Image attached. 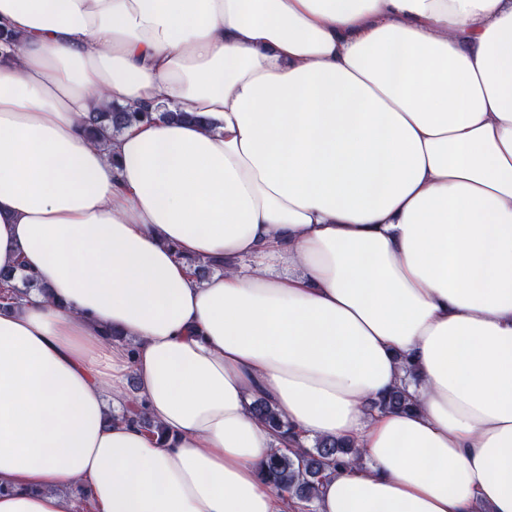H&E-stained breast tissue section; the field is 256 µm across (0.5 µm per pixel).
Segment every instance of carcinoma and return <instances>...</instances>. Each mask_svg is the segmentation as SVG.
Segmentation results:
<instances>
[{"label":"carcinoma","mask_w":512,"mask_h":512,"mask_svg":"<svg viewBox=\"0 0 512 512\" xmlns=\"http://www.w3.org/2000/svg\"><path fill=\"white\" fill-rule=\"evenodd\" d=\"M175 120L201 121V118L188 112L172 111L160 105L155 111L128 109L120 106L112 107L108 112H90L84 123L87 133L95 140L105 141L109 136L119 134L122 129L134 121ZM13 270L0 269V303L3 308H11L23 301L32 289L48 294V289L31 277L25 276L21 285L13 284ZM413 406L406 390L396 387L380 402L383 410H401ZM251 412L276 433L293 441V433L288 422L273 404L264 396H259L250 406ZM125 416L141 424V427L153 434H161L163 430L147 416L137 405L125 410ZM357 456L355 446L347 441L336 438H317L312 446L305 448H277L266 459L263 466L264 477L277 489L287 492L299 503L300 512H316L315 502L318 497L319 485L330 468H341L349 465Z\"/></svg>","instance_id":"1"}]
</instances>
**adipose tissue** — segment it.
I'll use <instances>...</instances> for the list:
<instances>
[{"mask_svg":"<svg viewBox=\"0 0 512 512\" xmlns=\"http://www.w3.org/2000/svg\"><path fill=\"white\" fill-rule=\"evenodd\" d=\"M0 32V268L51 290L0 311V512H288L263 392L362 453L317 512H512V0H0ZM158 104L200 120L84 132Z\"/></svg>","mask_w":512,"mask_h":512,"instance_id":"ef3b65f1","label":"adipose tissue"}]
</instances>
